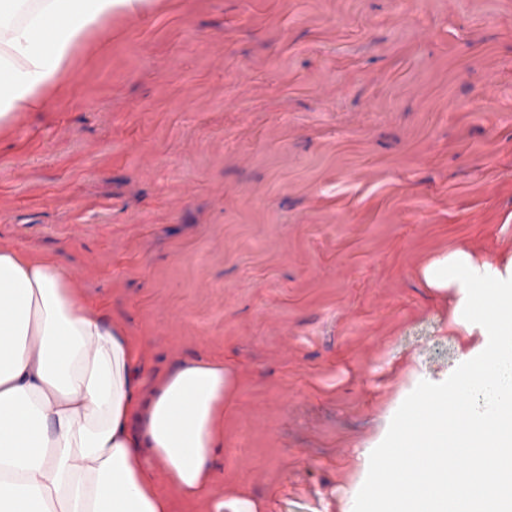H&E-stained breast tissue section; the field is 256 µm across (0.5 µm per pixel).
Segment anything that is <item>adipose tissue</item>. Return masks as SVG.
Returning a JSON list of instances; mask_svg holds the SVG:
<instances>
[{
	"label": "adipose tissue",
	"mask_w": 512,
	"mask_h": 512,
	"mask_svg": "<svg viewBox=\"0 0 512 512\" xmlns=\"http://www.w3.org/2000/svg\"><path fill=\"white\" fill-rule=\"evenodd\" d=\"M142 0H0V130L65 83L75 49ZM477 345L451 383L419 387L381 445L352 449L343 512H512V262L454 250L423 270ZM223 363L188 359L145 381L137 339L80 296L62 265L0 249V512H259L214 491ZM463 456L468 465L452 470Z\"/></svg>",
	"instance_id": "obj_1"
}]
</instances>
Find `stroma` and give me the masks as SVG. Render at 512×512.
I'll return each mask as SVG.
<instances>
[{
	"mask_svg": "<svg viewBox=\"0 0 512 512\" xmlns=\"http://www.w3.org/2000/svg\"><path fill=\"white\" fill-rule=\"evenodd\" d=\"M0 135V249L58 255L156 372L223 361L214 487L334 512L457 366L422 276L512 259V0H145Z\"/></svg>",
	"mask_w": 512,
	"mask_h": 512,
	"instance_id": "obj_1",
	"label": "stroma"
}]
</instances>
